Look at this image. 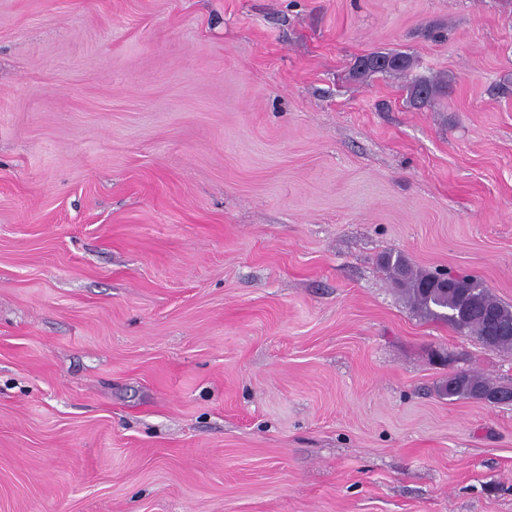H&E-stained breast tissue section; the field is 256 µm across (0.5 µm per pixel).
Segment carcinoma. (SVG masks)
Masks as SVG:
<instances>
[{
	"mask_svg": "<svg viewBox=\"0 0 512 512\" xmlns=\"http://www.w3.org/2000/svg\"><path fill=\"white\" fill-rule=\"evenodd\" d=\"M414 68L411 55L400 50L376 51L355 60L352 75L367 78L376 74L407 75ZM451 86L444 77L416 75L407 85L410 101L425 105L448 96ZM382 266L392 283L407 298L412 310L420 317L443 321L455 331L476 338L483 345L512 353V333L490 335L488 316L494 315L501 323L512 325V305L498 301L481 279L472 275L448 278L452 288L446 290L439 282L441 274L412 269L400 252H387ZM496 393L498 388L477 373H460L443 380L439 385L441 396L450 401L475 398V391Z\"/></svg>",
	"mask_w": 512,
	"mask_h": 512,
	"instance_id": "obj_1",
	"label": "carcinoma"
}]
</instances>
